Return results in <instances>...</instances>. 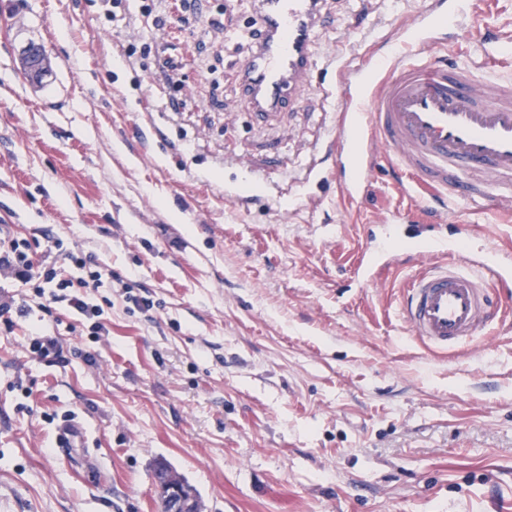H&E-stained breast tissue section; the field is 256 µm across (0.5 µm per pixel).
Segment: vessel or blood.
<instances>
[{
    "instance_id": "1",
    "label": "vessel or blood",
    "mask_w": 512,
    "mask_h": 512,
    "mask_svg": "<svg viewBox=\"0 0 512 512\" xmlns=\"http://www.w3.org/2000/svg\"><path fill=\"white\" fill-rule=\"evenodd\" d=\"M480 14L477 0H429L399 30L396 48L342 74L347 105L341 123L326 133V156L338 161L348 199L362 196L385 154L439 197L512 211V78L482 75L479 58L451 66L432 57L446 30H467ZM323 21L320 0H258L260 36L239 68L254 120H274L318 69L312 42ZM404 220L399 213L377 220L356 261L359 286L396 257ZM472 239L469 225L460 224L452 236H424L407 247L425 264L403 290L400 316L431 350L461 346L489 321L512 319V295L489 290L512 280V265L502 247L487 239L476 249ZM76 441L89 443L84 424L62 421L57 447Z\"/></svg>"
}]
</instances>
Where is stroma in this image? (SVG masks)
Returning <instances> with one entry per match:
<instances>
[{
  "mask_svg": "<svg viewBox=\"0 0 512 512\" xmlns=\"http://www.w3.org/2000/svg\"><path fill=\"white\" fill-rule=\"evenodd\" d=\"M424 0H323L314 53L377 57ZM462 62L512 46V0H488ZM256 0H0V228L62 240L112 270L93 294L108 335L46 317L64 363L0 323V512H160L157 460L201 512H512V324L456 352L428 350L399 316L413 264L353 268L401 198L379 160L358 201L320 156L342 96L317 71L272 122L245 108L236 68ZM48 64L27 75L30 44ZM133 56H126L127 48ZM506 247L512 218L459 205ZM151 302L128 303L121 282ZM97 449L55 448L65 415Z\"/></svg>",
  "mask_w": 512,
  "mask_h": 512,
  "instance_id": "stroma-1",
  "label": "stroma"
}]
</instances>
